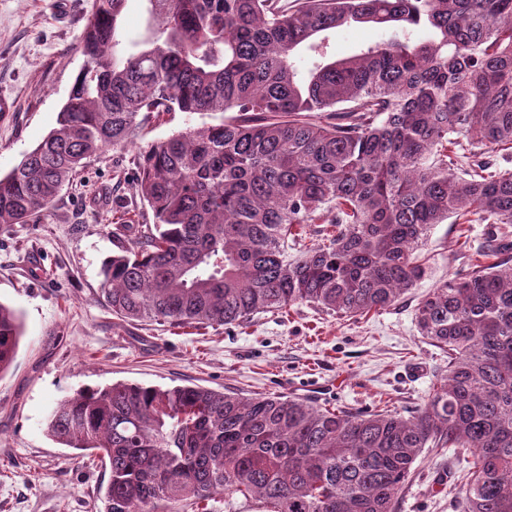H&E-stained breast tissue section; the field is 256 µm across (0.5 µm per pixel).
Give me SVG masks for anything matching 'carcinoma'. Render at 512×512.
Listing matches in <instances>:
<instances>
[{"instance_id":"1","label":"carcinoma","mask_w":512,"mask_h":512,"mask_svg":"<svg viewBox=\"0 0 512 512\" xmlns=\"http://www.w3.org/2000/svg\"><path fill=\"white\" fill-rule=\"evenodd\" d=\"M127 2L94 0L57 126L0 176V225L36 223L84 160L133 143L148 114L216 117L142 155L154 223L128 225L132 245L102 268L121 320L232 325L299 303L366 315L426 276L431 226L512 224V169L475 153L512 146V0H142L143 29L126 40ZM365 23L394 37L328 59L321 33ZM317 219L334 227L329 245L288 255L293 227ZM495 254L418 301L448 375L404 414L114 383L58 402L47 433L109 468L105 512L223 492L270 512H395L424 448L472 457L463 512H512V260ZM19 337L0 304V373Z\"/></svg>"}]
</instances>
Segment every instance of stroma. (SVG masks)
I'll return each instance as SVG.
<instances>
[{
    "mask_svg": "<svg viewBox=\"0 0 512 512\" xmlns=\"http://www.w3.org/2000/svg\"><path fill=\"white\" fill-rule=\"evenodd\" d=\"M93 0H0V91L18 103L0 124V175L55 127L84 63L80 36ZM169 112L151 119L134 146L87 161L39 224L0 225V303L22 336L0 374V512H102L104 467L85 468L45 432L65 397L114 383L196 384L224 392L308 398L348 411L417 405L448 372V356L418 333V300L478 263L487 241L512 224L434 225L421 250L427 276L394 306L337 317L309 304L226 326H160L118 320L100 301L106 259L129 247L131 225L153 214L137 191L148 145L204 123ZM467 465L427 448L412 466L395 512H461L454 488Z\"/></svg>",
    "mask_w": 512,
    "mask_h": 512,
    "instance_id": "1",
    "label": "stroma"
}]
</instances>
